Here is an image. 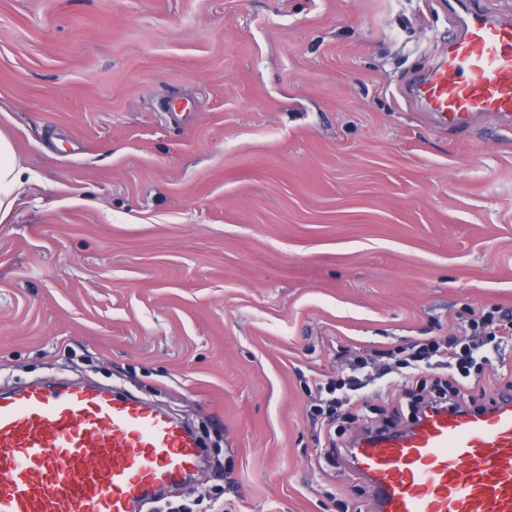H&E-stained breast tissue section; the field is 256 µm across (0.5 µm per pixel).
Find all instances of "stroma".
Masks as SVG:
<instances>
[{
    "instance_id": "stroma-1",
    "label": "stroma",
    "mask_w": 512,
    "mask_h": 512,
    "mask_svg": "<svg viewBox=\"0 0 512 512\" xmlns=\"http://www.w3.org/2000/svg\"><path fill=\"white\" fill-rule=\"evenodd\" d=\"M436 0H0V386L90 381L188 422L195 512H369L306 378L512 308V129L403 84ZM26 171L11 138L0 130V224L13 211L16 191L24 184Z\"/></svg>"
}]
</instances>
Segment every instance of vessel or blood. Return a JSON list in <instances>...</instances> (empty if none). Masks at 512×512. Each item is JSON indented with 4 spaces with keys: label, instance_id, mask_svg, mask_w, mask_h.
Here are the masks:
<instances>
[{
    "label": "vessel or blood",
    "instance_id": "1",
    "mask_svg": "<svg viewBox=\"0 0 512 512\" xmlns=\"http://www.w3.org/2000/svg\"><path fill=\"white\" fill-rule=\"evenodd\" d=\"M406 96L453 130L512 125V10L462 4ZM371 512H512V392L426 409L346 450ZM194 431L163 408L91 383L0 391V512H143L201 468Z\"/></svg>",
    "mask_w": 512,
    "mask_h": 512
}]
</instances>
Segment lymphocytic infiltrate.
Listing matches in <instances>:
<instances>
[{
  "label": "lymphocytic infiltrate",
  "instance_id": "obj_1",
  "mask_svg": "<svg viewBox=\"0 0 512 512\" xmlns=\"http://www.w3.org/2000/svg\"><path fill=\"white\" fill-rule=\"evenodd\" d=\"M426 370L436 376L428 395L410 404V412L432 403L464 400L466 392L483 388L489 370L512 386V309H470L466 320L448 335L412 340L376 355L337 350L335 376L313 377L309 386L315 401L311 421L319 427L318 460L336 458L346 424L360 419L355 407L369 386L389 375L417 385Z\"/></svg>",
  "mask_w": 512,
  "mask_h": 512
}]
</instances>
